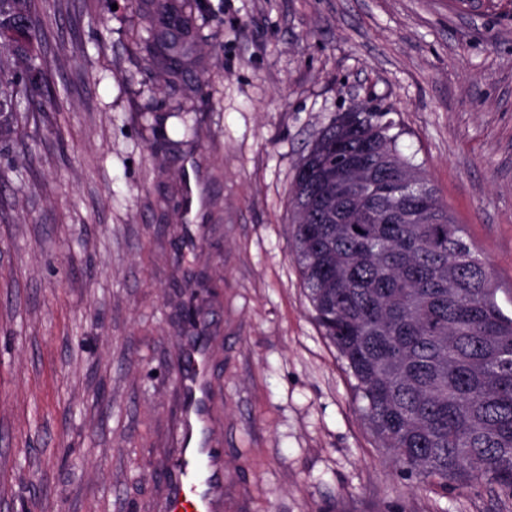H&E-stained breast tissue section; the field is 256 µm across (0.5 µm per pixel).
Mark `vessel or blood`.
Wrapping results in <instances>:
<instances>
[{"mask_svg":"<svg viewBox=\"0 0 512 512\" xmlns=\"http://www.w3.org/2000/svg\"><path fill=\"white\" fill-rule=\"evenodd\" d=\"M201 208L193 189H186L180 201L186 221L181 250L194 252L199 247L205 227L191 218ZM189 297L193 317L175 330L176 435L156 459L152 512L225 510L224 409L216 389L212 305L201 290Z\"/></svg>","mask_w":512,"mask_h":512,"instance_id":"b4317fda","label":"vessel or blood"}]
</instances>
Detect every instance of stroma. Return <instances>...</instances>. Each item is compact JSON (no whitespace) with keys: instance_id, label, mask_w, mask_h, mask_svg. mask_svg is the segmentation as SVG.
I'll list each match as a JSON object with an SVG mask.
<instances>
[{"instance_id":"stroma-1","label":"stroma","mask_w":512,"mask_h":512,"mask_svg":"<svg viewBox=\"0 0 512 512\" xmlns=\"http://www.w3.org/2000/svg\"><path fill=\"white\" fill-rule=\"evenodd\" d=\"M204 64L145 49L153 0H62L38 126L0 140V512H143L181 296L213 311L227 512H512L401 474L322 333L293 241L296 167L337 113L387 112L512 313V0H200ZM188 109L195 141L155 119ZM207 230L171 251L181 171Z\"/></svg>"}]
</instances>
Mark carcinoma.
Returning a JSON list of instances; mask_svg holds the SVG:
<instances>
[{"instance_id":"cac0c4a2","label":"carcinoma","mask_w":512,"mask_h":512,"mask_svg":"<svg viewBox=\"0 0 512 512\" xmlns=\"http://www.w3.org/2000/svg\"><path fill=\"white\" fill-rule=\"evenodd\" d=\"M57 0H0V129L38 124L55 98L37 96L47 62L33 48ZM192 4L157 0L168 21L146 49L175 71L200 63ZM174 131L197 138L188 112ZM376 140L398 168L393 122L369 113ZM359 128L331 122L298 165L293 237L307 297L325 336L357 381L363 417L402 472L423 482H486L512 496V314L497 301L489 264L463 237L429 186L423 224H338L322 207L331 193L336 141L358 144ZM360 201L372 212L406 209L412 197Z\"/></svg>"}]
</instances>
